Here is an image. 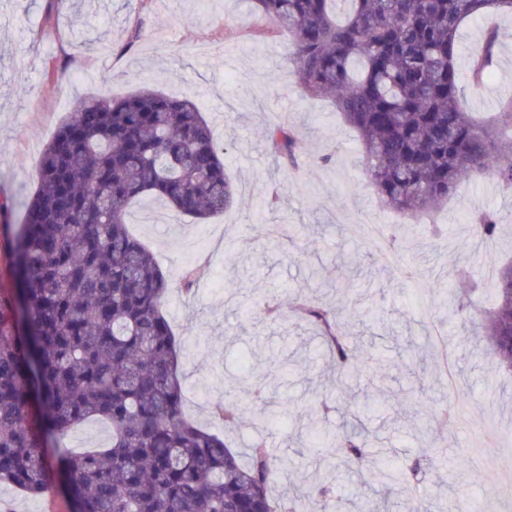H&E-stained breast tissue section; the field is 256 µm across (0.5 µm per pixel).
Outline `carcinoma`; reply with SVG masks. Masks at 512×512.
<instances>
[{
	"instance_id": "1",
	"label": "carcinoma",
	"mask_w": 512,
	"mask_h": 512,
	"mask_svg": "<svg viewBox=\"0 0 512 512\" xmlns=\"http://www.w3.org/2000/svg\"><path fill=\"white\" fill-rule=\"evenodd\" d=\"M250 0V10L288 33L291 72L303 92L330 96L358 133L361 163L384 204L426 214L465 181L492 173L512 192L508 146L460 108L465 93L456 47L462 24L488 14L512 16V0ZM499 34L486 30L469 60L480 86L497 62ZM272 149L296 165L298 132L268 128ZM37 189L14 234L15 291L0 294V483L27 495L69 480L72 512H344L325 479L307 492L273 495L293 467L264 436L241 454L224 437L185 417L179 345L164 313L166 278L127 227L145 197L205 219L235 201L212 128L190 99L144 89L115 100L79 101L45 146ZM494 210L471 217L473 237H497ZM341 305L294 301L296 314L321 330L338 376L362 371L338 331ZM512 262L498 270L496 305L481 327L500 368L512 370ZM263 377L296 369L288 356L260 360ZM245 408L225 400L216 414L235 426L263 427L288 416L258 382H246ZM92 419L108 422L112 442L74 453L49 452L52 440ZM303 444L330 447L391 493H412L425 478L422 456L397 461L370 453L367 431L339 439L307 428Z\"/></svg>"
}]
</instances>
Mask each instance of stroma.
I'll return each mask as SVG.
<instances>
[{
    "label": "stroma",
    "instance_id": "stroma-1",
    "mask_svg": "<svg viewBox=\"0 0 512 512\" xmlns=\"http://www.w3.org/2000/svg\"><path fill=\"white\" fill-rule=\"evenodd\" d=\"M490 24L500 33L497 66L461 100L481 121L512 97V16L467 22L458 43L464 67ZM137 25L142 36L133 42L130 30ZM265 27L247 0H0V198L14 202L0 214V289L13 285L12 233L36 187L40 154L78 99L121 98L142 88L191 99L207 118L224 115L215 131L237 188L233 207L198 220L140 201L129 220L169 283L166 312L181 342L185 389L205 395L204 404L188 402V413L247 448L257 428L246 423L225 430L213 408L225 396L241 397L254 353L282 349L299 367L270 383L273 396L294 407L268 434L270 447L288 452L296 466L290 480L279 482V493L309 486L325 457L336 464L349 512H367L384 494L361 483L357 467L335 449L312 452L300 444L311 410L325 395L333 407L325 423L330 433L341 434L358 418L378 429L377 447L399 458L426 451L423 485L394 496L390 512L494 503L512 484V471L503 468L512 457V374L494 370L472 329L495 301L493 269L512 260V194L490 176L461 184L433 217L447 227L437 238L415 218L387 210L362 167L355 131L331 99L306 97L292 83L288 35ZM283 120L301 134L293 170L265 140L266 128ZM325 154L331 163H321ZM277 182L285 190L277 205L265 207ZM479 208L496 210L503 222L489 245L472 237L470 215ZM365 224L394 228L400 266L386 263L380 248L361 236ZM189 264L201 269L191 296L179 289ZM464 264L480 284L465 325L455 313L456 271ZM296 293L346 305L343 333L373 353L367 371L385 375L380 392L366 376L333 392L317 333L293 319L274 323L261 315L267 296ZM356 307L376 312V319L358 322ZM459 399L468 406L465 415L434 431L435 405ZM445 446L454 455L442 456ZM0 502L12 512H71L69 496L56 487L32 497L1 484Z\"/></svg>",
    "mask_w": 512,
    "mask_h": 512
}]
</instances>
